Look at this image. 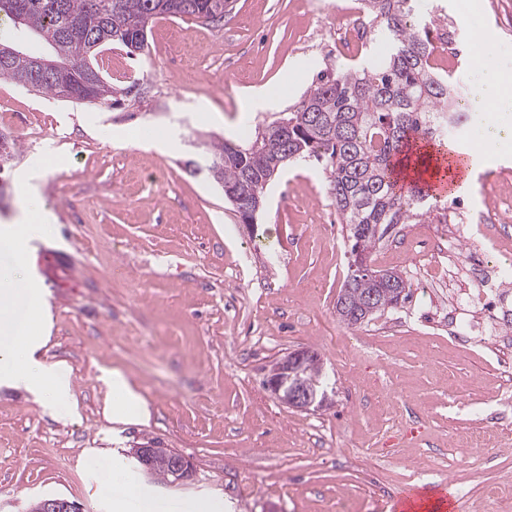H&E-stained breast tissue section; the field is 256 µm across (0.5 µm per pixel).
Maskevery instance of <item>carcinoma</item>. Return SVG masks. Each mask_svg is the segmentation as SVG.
Segmentation results:
<instances>
[{"mask_svg": "<svg viewBox=\"0 0 512 512\" xmlns=\"http://www.w3.org/2000/svg\"><path fill=\"white\" fill-rule=\"evenodd\" d=\"M226 0H0V12L23 19L22 27L43 40L48 57L70 61L75 69L63 79L33 67L35 56L21 50L0 59V80L26 81L42 94L69 98V87L82 102L112 100V85L93 63L98 50L118 45L141 51L148 29L159 20L185 16L208 22L224 18ZM376 36L388 52L369 66L348 63L336 73L317 75L299 105L258 126L246 142L204 141L207 170L213 181L235 198L233 211L258 200L273 171L293 157L324 163L332 205L345 225L350 252L370 257L388 229L397 224H446L448 207L432 215L429 193L398 178L396 162L418 142L445 145L448 125L436 130L440 114L452 106L451 75L431 64L437 18L408 21L410 0H362ZM16 154L15 139L0 133V173ZM372 274L347 275L336 315L348 326L363 324L407 299L410 285L400 276L395 286ZM378 289L376 309L364 310L365 295ZM148 478L173 480L163 455L149 465Z\"/></svg>", "mask_w": 512, "mask_h": 512, "instance_id": "cac0c4a2", "label": "carcinoma"}]
</instances>
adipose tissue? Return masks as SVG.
<instances>
[{
  "instance_id": "1",
  "label": "adipose tissue",
  "mask_w": 512,
  "mask_h": 512,
  "mask_svg": "<svg viewBox=\"0 0 512 512\" xmlns=\"http://www.w3.org/2000/svg\"><path fill=\"white\" fill-rule=\"evenodd\" d=\"M479 43L483 54L473 61L478 109L488 114L512 112V98L500 96L498 78L489 74L483 59L494 43L485 36ZM50 232L41 211L30 205L23 207L15 223L0 225V251L12 256L11 264L0 269V384L24 389L35 402L56 411L69 408L73 400L71 371L64 362L50 363L38 355L48 341L40 328L45 297L26 274L30 242ZM105 471L113 512H126L130 504L136 512H165L140 489L119 459L108 458Z\"/></svg>"
}]
</instances>
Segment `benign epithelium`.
Wrapping results in <instances>:
<instances>
[{
    "label": "benign epithelium",
    "instance_id": "7a95c632",
    "mask_svg": "<svg viewBox=\"0 0 512 512\" xmlns=\"http://www.w3.org/2000/svg\"><path fill=\"white\" fill-rule=\"evenodd\" d=\"M316 358L308 349L288 351L276 357L265 373L264 385L282 403L309 410L324 406L327 393L317 391L316 384L301 379L305 365ZM29 512H79V507L66 500L41 499L31 504Z\"/></svg>",
    "mask_w": 512,
    "mask_h": 512
}]
</instances>
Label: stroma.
I'll return each instance as SVG.
<instances>
[{
  "mask_svg": "<svg viewBox=\"0 0 512 512\" xmlns=\"http://www.w3.org/2000/svg\"><path fill=\"white\" fill-rule=\"evenodd\" d=\"M426 0L441 10L457 55L436 46V65L467 89L471 47L491 34V67L512 70V0ZM360 0H235L223 20L186 18L198 67L170 61V32L152 25L143 51L104 47L94 64L114 102L76 103L0 81V132L20 153L0 201V225L18 212V182L31 175L52 232L32 246L29 274L49 303L41 355L71 369L72 411L49 413L28 392L0 385V512H26L59 496L82 512H112L94 453L125 457L156 439L193 464L189 484L147 483L158 500L188 512H365L378 488L402 492L450 483L460 512H512V434L476 448V415L490 414L498 362L409 320L428 307L425 289L357 327L336 315L348 272L346 234L322 167L293 162L270 181L254 224L242 223L206 174L193 175L191 146L214 134L240 142L244 129L295 108L317 74L377 47L330 46L316 28ZM272 104L245 111L252 91ZM56 158L54 172L37 167ZM512 171V140L447 202L475 223L484 191ZM447 243L412 238L397 225L370 266L410 278L414 251ZM244 269L241 288L228 287ZM316 352L333 381L332 405L300 411L263 386L264 367L297 348ZM121 372L150 409L148 422L108 420L105 373Z\"/></svg>",
  "mask_w": 512,
  "mask_h": 512,
  "instance_id": "obj_1",
  "label": "stroma"
}]
</instances>
